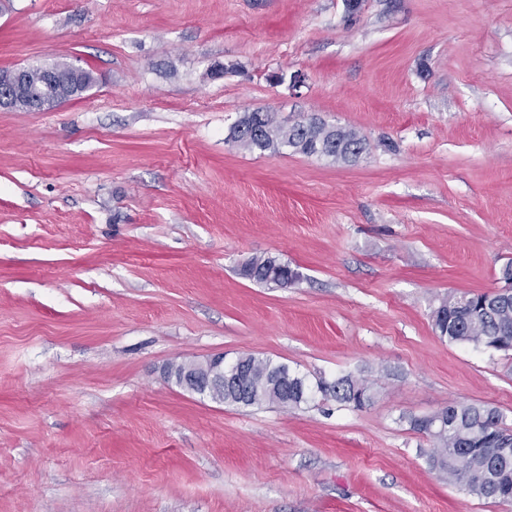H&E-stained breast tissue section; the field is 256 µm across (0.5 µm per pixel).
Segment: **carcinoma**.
<instances>
[{"instance_id":"cac0c4a2","label":"carcinoma","mask_w":512,"mask_h":512,"mask_svg":"<svg viewBox=\"0 0 512 512\" xmlns=\"http://www.w3.org/2000/svg\"><path fill=\"white\" fill-rule=\"evenodd\" d=\"M289 148L307 156L315 155L317 132L298 123L291 127ZM341 150L332 155L344 160L350 146L367 150V141L357 132L340 128ZM278 267L277 277H289L291 267L270 256L253 257L240 274L259 284H269V272ZM504 285L493 291L467 293L444 299L432 311L436 334L442 340L497 351L512 350V263L502 271ZM317 390L336 401L361 410L373 404L375 390L365 378L344 375L328 383L317 382ZM312 392L306 378L285 364H275L254 355L240 357L239 382L224 390V403L242 406L277 405L298 408ZM413 430L425 434L432 451L430 468L449 484L481 499L512 503V427L503 413L487 404L456 401L430 415L411 419Z\"/></svg>"}]
</instances>
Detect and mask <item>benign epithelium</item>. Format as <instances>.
I'll list each match as a JSON object with an SVG mask.
<instances>
[{
  "label": "benign epithelium",
  "instance_id": "obj_1",
  "mask_svg": "<svg viewBox=\"0 0 512 512\" xmlns=\"http://www.w3.org/2000/svg\"><path fill=\"white\" fill-rule=\"evenodd\" d=\"M30 67H16L0 72V110H12L20 100H25L35 111H50L81 95L91 88L96 79L86 68L68 64L41 66V80L31 83L28 79ZM239 361L224 362V356H214L204 365L206 374L186 371L181 376V385L188 391L214 396L224 387L237 381Z\"/></svg>",
  "mask_w": 512,
  "mask_h": 512
}]
</instances>
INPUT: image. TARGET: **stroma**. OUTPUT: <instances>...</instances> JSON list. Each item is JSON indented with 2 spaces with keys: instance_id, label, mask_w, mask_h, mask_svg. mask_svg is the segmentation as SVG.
Returning a JSON list of instances; mask_svg holds the SVG:
<instances>
[{
  "instance_id": "stroma-1",
  "label": "stroma",
  "mask_w": 512,
  "mask_h": 512,
  "mask_svg": "<svg viewBox=\"0 0 512 512\" xmlns=\"http://www.w3.org/2000/svg\"><path fill=\"white\" fill-rule=\"evenodd\" d=\"M70 62L80 98L0 112V512H512L410 426L459 400L512 426V354L430 318L512 261V0H0V69ZM258 109L369 150L228 141ZM255 255L299 280L243 278ZM218 354L377 398L165 376ZM339 128V137L337 138L339 140L338 143L341 144V150L336 152L330 158H332L335 161H344V151L348 150L350 145L357 146L358 148L366 152L367 141L363 136H360L356 131H353L351 129H346L344 127ZM361 150L357 149L356 147H352L351 150L346 154V158L349 161L358 160L363 155V152ZM231 363H224L223 355L208 359L201 372L185 371L181 385L188 391L211 400L217 391L224 393V399L212 400L230 405L262 406L277 405L282 408H298L307 403L312 392L304 376L291 371L286 364H274L270 359L254 355L241 356ZM225 389L224 385H233ZM316 387L325 396L329 395L337 402L346 404V406L356 410L372 405L376 394L372 382L352 375L338 377L331 383L319 380Z\"/></svg>"
}]
</instances>
